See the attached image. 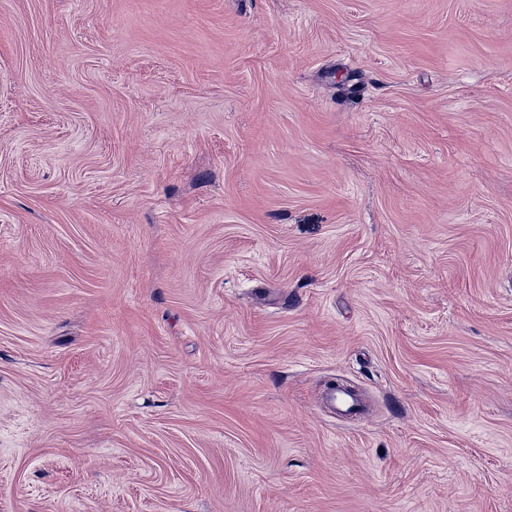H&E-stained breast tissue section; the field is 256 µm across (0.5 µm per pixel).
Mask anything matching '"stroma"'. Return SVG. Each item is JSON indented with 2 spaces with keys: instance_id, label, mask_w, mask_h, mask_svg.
<instances>
[{
  "instance_id": "35a3bbf8",
  "label": "stroma",
  "mask_w": 512,
  "mask_h": 512,
  "mask_svg": "<svg viewBox=\"0 0 512 512\" xmlns=\"http://www.w3.org/2000/svg\"><path fill=\"white\" fill-rule=\"evenodd\" d=\"M0 512H512V0H0ZM324 402L341 417L355 418L363 413V404L360 400L336 388L325 394Z\"/></svg>"
}]
</instances>
